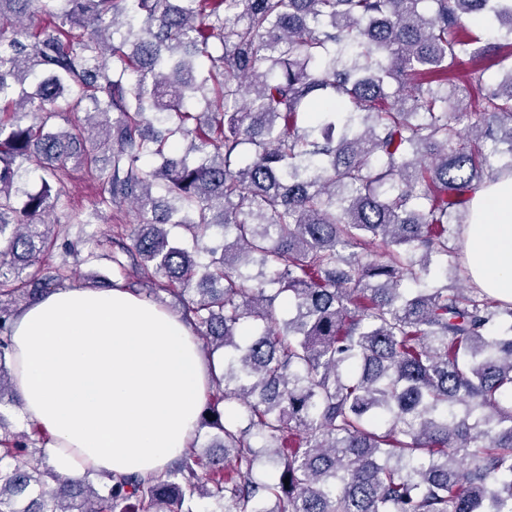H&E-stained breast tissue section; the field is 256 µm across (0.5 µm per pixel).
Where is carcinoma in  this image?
I'll return each instance as SVG.
<instances>
[{"mask_svg":"<svg viewBox=\"0 0 512 512\" xmlns=\"http://www.w3.org/2000/svg\"><path fill=\"white\" fill-rule=\"evenodd\" d=\"M484 12L495 45L465 27ZM494 46L512 0H0V512H512V303L426 283L464 257L465 196L512 173V69L448 78ZM72 163L140 216L112 263L224 351L222 452L104 493L7 417Z\"/></svg>","mask_w":512,"mask_h":512,"instance_id":"carcinoma-1","label":"carcinoma"}]
</instances>
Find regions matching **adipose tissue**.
Returning a JSON list of instances; mask_svg holds the SVG:
<instances>
[{
	"mask_svg": "<svg viewBox=\"0 0 512 512\" xmlns=\"http://www.w3.org/2000/svg\"><path fill=\"white\" fill-rule=\"evenodd\" d=\"M464 227L474 281L512 302V175L476 190ZM20 410L61 475L161 474L190 447L212 368L188 325L124 288L54 289L11 336Z\"/></svg>",
	"mask_w": 512,
	"mask_h": 512,
	"instance_id": "adipose-tissue-1",
	"label": "adipose tissue"
}]
</instances>
